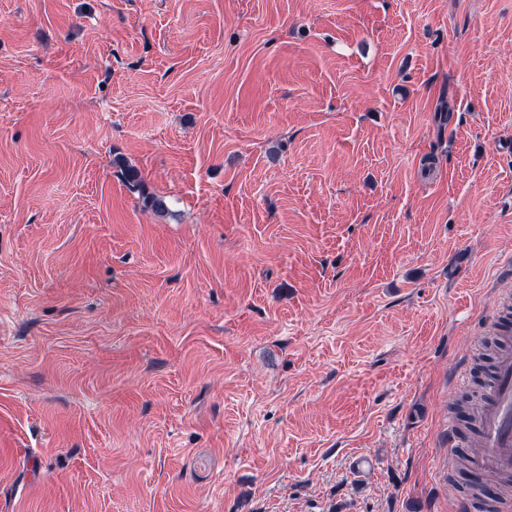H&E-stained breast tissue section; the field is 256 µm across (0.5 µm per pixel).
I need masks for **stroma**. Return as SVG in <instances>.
<instances>
[{
	"label": "stroma",
	"mask_w": 512,
	"mask_h": 512,
	"mask_svg": "<svg viewBox=\"0 0 512 512\" xmlns=\"http://www.w3.org/2000/svg\"><path fill=\"white\" fill-rule=\"evenodd\" d=\"M508 255L512 0H0V512H455Z\"/></svg>",
	"instance_id": "obj_1"
}]
</instances>
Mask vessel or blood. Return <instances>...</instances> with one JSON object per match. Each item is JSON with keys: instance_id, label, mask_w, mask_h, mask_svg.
I'll list each match as a JSON object with an SVG mask.
<instances>
[{"instance_id": "vessel-or-blood-1", "label": "vessel or blood", "mask_w": 512, "mask_h": 512, "mask_svg": "<svg viewBox=\"0 0 512 512\" xmlns=\"http://www.w3.org/2000/svg\"><path fill=\"white\" fill-rule=\"evenodd\" d=\"M512 294L497 296L485 325L486 333L507 335L512 330ZM474 437L448 431L452 448H472L470 466L479 480L512 476V347L496 355L490 384L472 413Z\"/></svg>"}]
</instances>
